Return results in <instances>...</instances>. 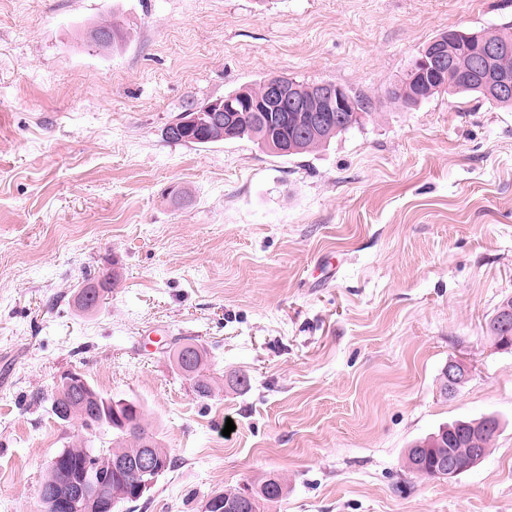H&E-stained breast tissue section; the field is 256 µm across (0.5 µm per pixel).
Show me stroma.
Returning a JSON list of instances; mask_svg holds the SVG:
<instances>
[{
  "instance_id": "stroma-1",
  "label": "stroma",
  "mask_w": 512,
  "mask_h": 512,
  "mask_svg": "<svg viewBox=\"0 0 512 512\" xmlns=\"http://www.w3.org/2000/svg\"><path fill=\"white\" fill-rule=\"evenodd\" d=\"M104 21L127 38L87 46ZM510 21L512 0H0V512H37L79 435L49 399L71 371L139 401L177 461L119 512H203L273 471L288 492L265 512H512V352L485 333L512 296V109L388 101L440 32ZM270 74L370 114L298 157L166 141L191 104ZM179 337L207 352L208 399L170 358ZM451 358L470 375L447 397ZM487 414L472 470H405L413 441ZM115 265V264H114ZM112 265V269L99 270L93 276L88 275L85 286L80 289L76 298V305L82 311H91L97 308L100 301L108 293L109 286L115 285L119 273Z\"/></svg>"
}]
</instances>
